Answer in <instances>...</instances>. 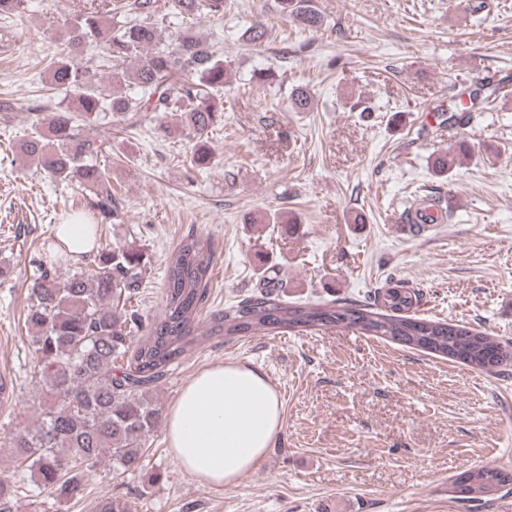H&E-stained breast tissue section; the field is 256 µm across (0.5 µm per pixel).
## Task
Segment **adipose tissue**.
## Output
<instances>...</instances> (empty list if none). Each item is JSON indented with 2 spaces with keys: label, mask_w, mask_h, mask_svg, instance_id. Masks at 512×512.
I'll return each instance as SVG.
<instances>
[{
  "label": "adipose tissue",
  "mask_w": 512,
  "mask_h": 512,
  "mask_svg": "<svg viewBox=\"0 0 512 512\" xmlns=\"http://www.w3.org/2000/svg\"><path fill=\"white\" fill-rule=\"evenodd\" d=\"M270 381L239 364L208 367L187 383L166 417L174 460L201 484L235 485L265 459L282 426Z\"/></svg>",
  "instance_id": "ef3b65f1"
}]
</instances>
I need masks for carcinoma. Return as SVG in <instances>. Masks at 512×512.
I'll use <instances>...</instances> for the list:
<instances>
[{"instance_id":"obj_1","label":"carcinoma","mask_w":512,"mask_h":512,"mask_svg":"<svg viewBox=\"0 0 512 512\" xmlns=\"http://www.w3.org/2000/svg\"><path fill=\"white\" fill-rule=\"evenodd\" d=\"M225 0H86L66 21V48L48 59L51 85L69 93L65 105L51 112H30L31 135L21 151L58 182L77 181L89 188V210L100 221L112 217V186L100 159L110 154L104 139L86 134L109 115L133 120L140 112H175L165 127L169 136L195 140L192 162L210 163L205 148L212 129L221 123L217 107L227 69L213 46L167 30V14L183 18L224 16ZM279 13L308 29L322 24L313 0H278ZM118 20L103 22L105 13ZM103 44L100 67L126 91L109 94L85 80L88 68L75 64L86 44ZM498 88L483 96L468 92L448 109L437 110L441 123L476 119V102L496 101ZM295 112H311L309 90L295 86L288 94ZM472 160L463 142L433 156L434 176L449 180ZM215 254L209 239L190 234L173 251L166 270L162 312L148 324L128 303L142 281L141 256L134 248L103 250L94 268L66 278L40 265L30 284L35 303L26 322L40 368L41 392L36 424L16 432L8 442L13 457L37 475L39 488L59 501L79 496L84 468L103 459L116 470L140 467L146 439L158 428L161 410L153 391L176 369L190 350L211 336L278 334L328 327L352 328L410 349L491 371L512 360V352L484 332L453 320H429L405 314L419 293L400 286L377 292L366 302L288 303L270 281L260 290L202 319L208 300ZM146 330L138 343L133 334ZM512 481L494 468L462 474L452 483L454 497L472 500ZM13 484L0 476V512H11ZM95 512H132L119 497H104Z\"/></svg>"}]
</instances>
